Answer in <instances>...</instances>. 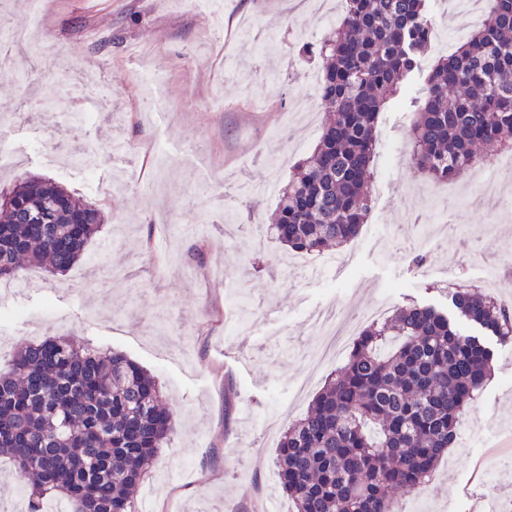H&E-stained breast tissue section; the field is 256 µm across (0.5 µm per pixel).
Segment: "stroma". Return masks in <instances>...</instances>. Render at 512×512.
<instances>
[{"instance_id":"35a3bbf8","label":"stroma","mask_w":512,"mask_h":512,"mask_svg":"<svg viewBox=\"0 0 512 512\" xmlns=\"http://www.w3.org/2000/svg\"><path fill=\"white\" fill-rule=\"evenodd\" d=\"M32 25L24 0H0V33L32 29L40 51L15 46L0 60V107L40 112L14 120L0 142L16 171L102 201L104 223L84 256L49 278L0 297V368L21 344L65 338L126 353L152 372L177 415L147 472L153 512H294L274 459L284 430L307 411L339 361L312 369L320 340L316 309H396L414 302L453 313L444 280L464 275L490 298L512 293L487 271L512 259V211L466 204L468 181L449 190L419 175L410 158L409 113L428 67L466 42L477 23L448 0H429L435 36L422 69L379 119L375 205L359 235L341 246L343 269L306 274L315 256L286 251L270 231V193L239 201L237 185L261 179L286 149L278 184L315 146L324 121L322 60L307 55L336 26L344 0H45ZM95 60L116 79L87 75ZM158 77L157 91L143 76ZM167 112H157L155 96ZM67 101L49 112L47 100ZM99 99L94 123L83 99ZM128 143L115 164L113 140ZM97 147L102 196L75 168L76 150ZM184 261L165 266L160 240ZM491 374L458 424V440L421 490L398 493L404 512H472L483 479L472 463L512 437V343L488 337Z\"/></svg>"}]
</instances>
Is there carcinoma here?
Here are the masks:
<instances>
[{
	"label": "carcinoma",
	"mask_w": 512,
	"mask_h": 512,
	"mask_svg": "<svg viewBox=\"0 0 512 512\" xmlns=\"http://www.w3.org/2000/svg\"><path fill=\"white\" fill-rule=\"evenodd\" d=\"M426 0H347L340 23L309 53L325 59L326 119L312 152L279 190L275 239L321 252L355 239L371 210L378 118L420 69ZM512 130V0H490L483 24L439 59L413 103L414 168L465 176ZM103 223L95 204L42 177L0 188V281L22 263L64 273ZM469 322L512 342V314L470 288L451 293ZM493 351L432 306L406 305L367 326L340 373L289 426L276 451L296 512H394V494L423 487L457 440L465 407L491 374ZM176 426L155 377L119 351L60 338L17 348L0 373V458L24 475L29 512H137L134 493Z\"/></svg>",
	"instance_id": "obj_1"
}]
</instances>
